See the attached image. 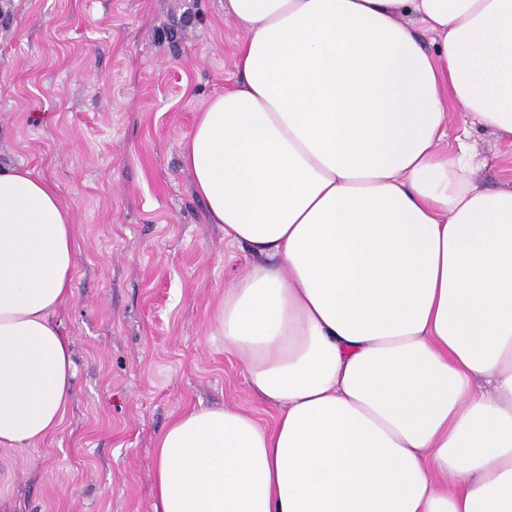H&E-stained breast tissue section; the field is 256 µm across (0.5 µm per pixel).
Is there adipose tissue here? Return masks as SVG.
<instances>
[{
	"instance_id": "ef3b65f1",
	"label": "adipose tissue",
	"mask_w": 512,
	"mask_h": 512,
	"mask_svg": "<svg viewBox=\"0 0 512 512\" xmlns=\"http://www.w3.org/2000/svg\"><path fill=\"white\" fill-rule=\"evenodd\" d=\"M241 83L183 163L224 240L263 255L215 313L276 408H191L159 436L155 512H512V186L450 122L512 142V0H224ZM433 36L425 50L413 35ZM56 191L0 168V446L72 396Z\"/></svg>"
}]
</instances>
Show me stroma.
Here are the masks:
<instances>
[{
  "mask_svg": "<svg viewBox=\"0 0 512 512\" xmlns=\"http://www.w3.org/2000/svg\"><path fill=\"white\" fill-rule=\"evenodd\" d=\"M243 38L224 0H0V166L57 192L75 243L53 317L72 397L47 439L0 447V512H154L155 442L183 410L228 405L273 426L214 325L259 257L225 245L182 162ZM471 142L480 186L512 185V143Z\"/></svg>",
  "mask_w": 512,
  "mask_h": 512,
  "instance_id": "1",
  "label": "stroma"
}]
</instances>
